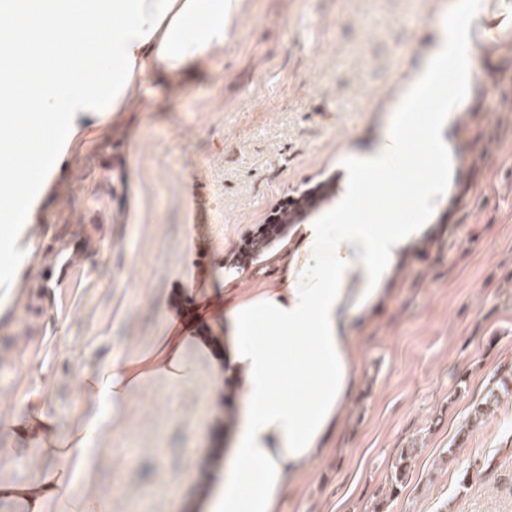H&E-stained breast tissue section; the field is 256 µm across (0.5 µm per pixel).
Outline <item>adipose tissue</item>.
<instances>
[{"label": "adipose tissue", "instance_id": "1", "mask_svg": "<svg viewBox=\"0 0 512 512\" xmlns=\"http://www.w3.org/2000/svg\"><path fill=\"white\" fill-rule=\"evenodd\" d=\"M244 0H0V18H23L58 62L15 81L17 52L32 51L11 29H0V107L28 103L53 136L52 147L28 140L30 175L12 182L7 199L13 227L0 250L15 269L33 249L24 241L42 197V184L68 158L85 121L106 120L143 107L150 85L178 80L223 54ZM96 36H85L87 26ZM454 60L460 84L476 66L468 24L449 21L437 49L408 91L403 111L419 96L439 95V72ZM448 101L421 133L433 172L415 198V217L390 213L360 218L363 203L378 194L379 173L394 171L406 153L403 119L368 155L352 159L346 193L318 224L297 225L284 243L290 267L279 287L251 285L224 304V377L240 388L236 425L222 450L219 480L206 512H279L288 488L311 461L329 456L355 397L363 363L359 331L370 330L412 247L435 236L423 218L450 173L445 136L464 105ZM163 375L185 381L189 370L179 347L160 337L145 352L117 357L88 382L102 401L122 405L132 386Z\"/></svg>", "mask_w": 512, "mask_h": 512}]
</instances>
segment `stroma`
I'll return each mask as SVG.
<instances>
[{"mask_svg": "<svg viewBox=\"0 0 512 512\" xmlns=\"http://www.w3.org/2000/svg\"><path fill=\"white\" fill-rule=\"evenodd\" d=\"M478 65L453 132L454 174L437 200V238L419 242L361 340L358 392L339 454L313 461L282 512H512V396L475 427L474 404L512 371V0H484ZM462 0H247L224 55L151 86L150 108L91 130L45 186L26 237L35 247L0 310V488L22 489L59 466L63 436L94 400L91 370L158 337L182 347L192 380L148 379L118 419L104 418L73 472L97 512H201L202 492L236 392L217 388L224 326L176 328L180 293L196 302L245 283L278 287L288 265L236 264L241 238L286 198L333 179L392 124ZM416 106L412 152L373 216L412 214L413 154L427 111ZM219 260L197 261L194 243ZM71 270L48 282L54 256ZM416 449L395 496L386 482ZM456 456H449V449Z\"/></svg>", "mask_w": 512, "mask_h": 512, "instance_id": "35a3bbf8", "label": "stroma"}]
</instances>
